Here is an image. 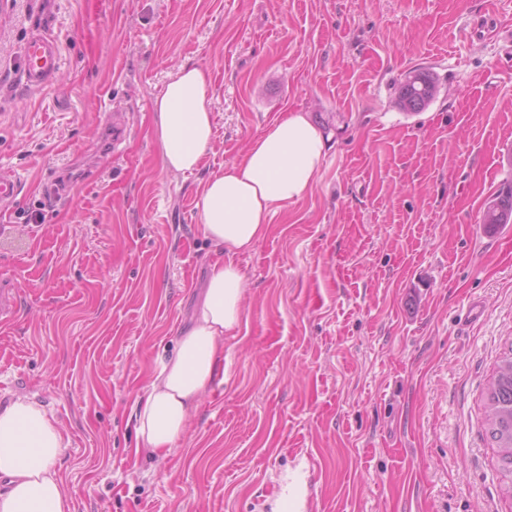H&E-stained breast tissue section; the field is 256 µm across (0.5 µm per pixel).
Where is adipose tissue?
Listing matches in <instances>:
<instances>
[{
    "instance_id": "obj_1",
    "label": "adipose tissue",
    "mask_w": 512,
    "mask_h": 512,
    "mask_svg": "<svg viewBox=\"0 0 512 512\" xmlns=\"http://www.w3.org/2000/svg\"><path fill=\"white\" fill-rule=\"evenodd\" d=\"M208 73L183 66L152 102L165 170L197 169L213 139L206 99ZM326 138L304 112H292L255 136L241 159L207 179L196 204L217 260L209 265L203 298L174 351L158 358L145 397L133 408L137 448L167 455L184 435L191 411L211 387L225 333L242 318L247 287L236 255L268 232L278 212L312 190ZM69 446L56 419L38 401L16 396L0 404V512H73L58 462Z\"/></svg>"
}]
</instances>
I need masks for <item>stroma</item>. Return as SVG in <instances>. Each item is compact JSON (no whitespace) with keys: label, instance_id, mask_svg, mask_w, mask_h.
Wrapping results in <instances>:
<instances>
[{"label":"stroma","instance_id":"obj_1","mask_svg":"<svg viewBox=\"0 0 512 512\" xmlns=\"http://www.w3.org/2000/svg\"><path fill=\"white\" fill-rule=\"evenodd\" d=\"M39 20L61 68L30 88ZM184 64L211 76L214 137L172 173L151 102ZM419 68L438 93L410 114L397 87ZM292 111L327 137L314 189L236 256L242 322L185 434L137 451L134 402L215 257L200 187ZM1 172L21 185L0 216V401L57 420L73 512H278L294 490L312 512H512L483 408L512 344V224L481 223L512 183V0H0ZM54 177L78 187L44 195Z\"/></svg>","mask_w":512,"mask_h":512}]
</instances>
